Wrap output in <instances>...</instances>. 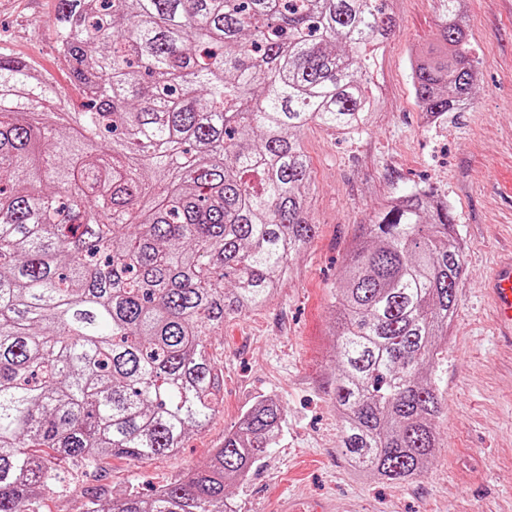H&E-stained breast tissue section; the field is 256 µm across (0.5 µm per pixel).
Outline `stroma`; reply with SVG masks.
Here are the masks:
<instances>
[{
  "mask_svg": "<svg viewBox=\"0 0 512 512\" xmlns=\"http://www.w3.org/2000/svg\"><path fill=\"white\" fill-rule=\"evenodd\" d=\"M396 32L378 50L365 86L370 125L349 137L312 125L301 133L310 160V217L317 233L266 307L225 320L210 338L224 371V405L175 453L109 457L84 470L60 465L61 482L39 512H85L129 489L144 495L203 467L258 398L282 402L274 448L228 487L234 512H281L284 498L333 512H512V344L496 335L483 289L497 257L512 249V0H463L477 81L464 111L433 120L414 97L416 60L442 23L438 0H384ZM56 0H0V50L29 62L86 102L56 50ZM432 190L455 216L465 264L457 312L432 378L443 410L439 447L418 479L364 478L344 461L330 387L337 372L331 298L362 225L392 200Z\"/></svg>",
  "mask_w": 512,
  "mask_h": 512,
  "instance_id": "stroma-1",
  "label": "stroma"
}]
</instances>
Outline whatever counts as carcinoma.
Wrapping results in <instances>:
<instances>
[{
  "label": "carcinoma",
  "mask_w": 512,
  "mask_h": 512,
  "mask_svg": "<svg viewBox=\"0 0 512 512\" xmlns=\"http://www.w3.org/2000/svg\"><path fill=\"white\" fill-rule=\"evenodd\" d=\"M381 0H57V49L81 112L0 52V512H36L77 466L171 454L222 404L207 338L288 283L314 224L298 133L367 126L362 84L394 30ZM412 69L435 118L476 80L458 0ZM257 129L254 140L245 138ZM464 268L430 190L356 238L334 296L339 447L360 476L407 482L437 448L432 368ZM286 420L264 397L209 462L144 497L86 512H231Z\"/></svg>",
  "instance_id": "1"
}]
</instances>
